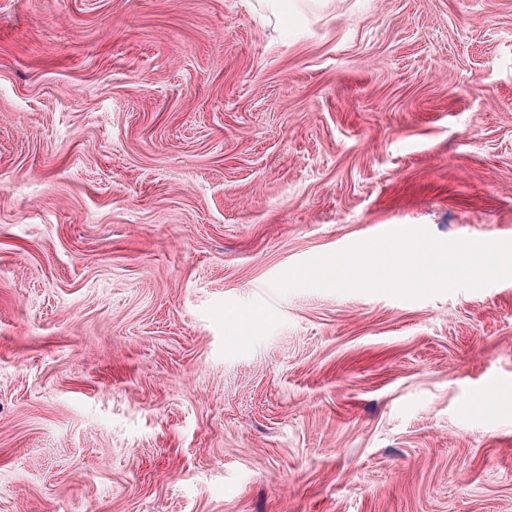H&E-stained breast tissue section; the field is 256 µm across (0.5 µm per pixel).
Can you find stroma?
<instances>
[{"label": "stroma", "mask_w": 512, "mask_h": 512, "mask_svg": "<svg viewBox=\"0 0 512 512\" xmlns=\"http://www.w3.org/2000/svg\"><path fill=\"white\" fill-rule=\"evenodd\" d=\"M401 228L512 240V0H0V512H512V278L270 286Z\"/></svg>", "instance_id": "stroma-1"}]
</instances>
